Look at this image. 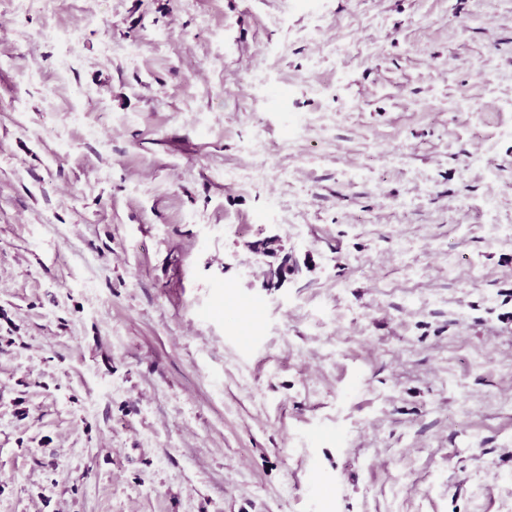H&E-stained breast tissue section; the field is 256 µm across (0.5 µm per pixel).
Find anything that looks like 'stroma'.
Wrapping results in <instances>:
<instances>
[{
	"mask_svg": "<svg viewBox=\"0 0 512 512\" xmlns=\"http://www.w3.org/2000/svg\"><path fill=\"white\" fill-rule=\"evenodd\" d=\"M509 224L512 0H0V512H512Z\"/></svg>",
	"mask_w": 512,
	"mask_h": 512,
	"instance_id": "35a3bbf8",
	"label": "stroma"
}]
</instances>
